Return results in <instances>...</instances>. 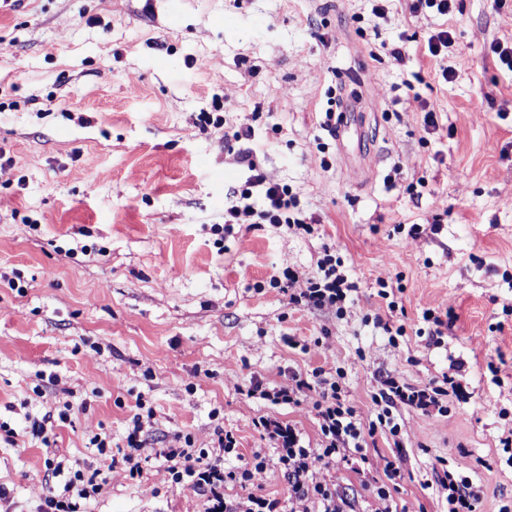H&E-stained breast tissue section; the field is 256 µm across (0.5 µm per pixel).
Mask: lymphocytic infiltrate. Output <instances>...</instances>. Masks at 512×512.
Wrapping results in <instances>:
<instances>
[{
  "instance_id": "obj_1",
  "label": "lymphocytic infiltrate",
  "mask_w": 512,
  "mask_h": 512,
  "mask_svg": "<svg viewBox=\"0 0 512 512\" xmlns=\"http://www.w3.org/2000/svg\"><path fill=\"white\" fill-rule=\"evenodd\" d=\"M255 137L251 124H240L234 132L235 141L242 147L237 160L247 166L250 177L242 188L230 193L224 204L225 224H284L306 227L307 221L297 209L296 195L285 184L267 182L258 173L254 154L249 146ZM305 281V288H298V281ZM283 293L288 294L294 305L334 310L344 315L352 302L351 295L358 285L349 281L343 264L332 254H325L313 273H285L280 283ZM342 369L328 371L317 369L309 374L292 373L288 384L273 389L266 388L261 381H251L247 396H259L275 404H307L318 418L320 443L318 447L306 445L295 428L282 421L262 417L254 422L255 428L275 448L278 462L288 483V503L299 506L301 512H348L346 499L340 496L336 486L328 477L337 462L363 457L366 448L376 435L392 437L395 447H403L401 433L402 410H415L423 414H447L448 408L440 397L444 386L455 385L454 376L443 375L440 385L415 388L401 383L394 376H386L373 396L377 407L375 418L364 419L357 408L351 405L342 393L338 381ZM189 435H182L177 446L165 449L161 456L173 483L187 487L205 499V512H284L279 499L250 492L249 485L255 472L265 466L261 455H254L240 467L229 469L224 465L226 456L237 449V440L232 432L217 430L212 448L191 453ZM443 471L437 474L435 493L443 512H477L483 490L471 475L470 466L457 462L455 470L444 468V458H437ZM52 475L64 476L62 489L51 491L38 512H87L88 501L94 498L106 484L107 470L97 468L85 473L80 463L62 466L58 462H47ZM369 470L382 472L383 480H372L369 512H394L391 486L401 477V468L396 458L378 457L369 461ZM234 483L243 493L235 499L224 495L226 484Z\"/></svg>"
}]
</instances>
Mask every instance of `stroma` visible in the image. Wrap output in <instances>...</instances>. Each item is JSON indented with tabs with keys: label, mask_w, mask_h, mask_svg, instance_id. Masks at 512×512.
Instances as JSON below:
<instances>
[{
	"label": "stroma",
	"mask_w": 512,
	"mask_h": 512,
	"mask_svg": "<svg viewBox=\"0 0 512 512\" xmlns=\"http://www.w3.org/2000/svg\"><path fill=\"white\" fill-rule=\"evenodd\" d=\"M373 6L0 0V512H36L63 484L46 459L99 467L91 438L124 446L141 403L153 411L142 475L116 465L89 512H204L160 451L185 433L211 447L218 428L238 440L226 467L265 455L252 488L286 499L253 421L291 424L314 446L318 420L246 397L252 379L272 387L294 371L345 368L344 394L367 418L379 376L421 388L454 359L465 396L444 397L448 416L406 412L403 450L380 435L367 455L402 454L394 502L408 512H439L426 486L439 456L471 466L479 512L512 507L497 441L512 425V71L488 54L512 44V0H456L446 16L391 0L381 18ZM441 28L454 38L449 83L424 54ZM402 33L412 40L401 68L386 46ZM415 72L422 82L407 87ZM352 93L356 119L339 142L326 111ZM243 122L261 172L293 188L313 233L237 224L214 235L227 191L250 175L224 141ZM398 224L423 231L413 239ZM327 252L358 283L341 318L269 285L288 268L314 271ZM386 274L403 288L394 342L373 320L388 314L376 285ZM449 307L456 321L429 346L423 311ZM67 403L77 412L52 447L24 436ZM329 477L366 512L354 464Z\"/></svg>",
	"instance_id": "35a3bbf8"
}]
</instances>
